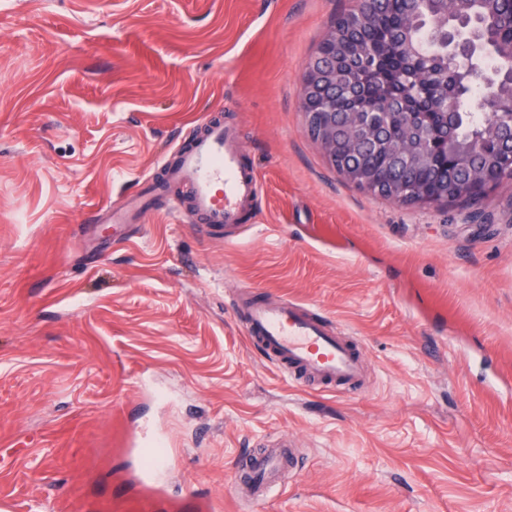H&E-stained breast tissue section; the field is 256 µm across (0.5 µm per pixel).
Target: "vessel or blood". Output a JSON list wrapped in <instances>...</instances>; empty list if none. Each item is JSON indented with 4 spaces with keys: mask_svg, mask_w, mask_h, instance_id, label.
Instances as JSON below:
<instances>
[{
    "mask_svg": "<svg viewBox=\"0 0 512 512\" xmlns=\"http://www.w3.org/2000/svg\"><path fill=\"white\" fill-rule=\"evenodd\" d=\"M156 167L166 181L189 186V203L176 196L166 202V213L176 220L189 212L202 223L234 229L262 191L258 177L243 164L237 131L216 119L204 121L189 144L176 145L172 155L161 157ZM234 302L244 317L247 337L287 368L297 385L341 394L367 391L361 344L333 328L325 316L308 312L296 302L256 298L246 288L236 294ZM293 446V440H280L275 447L247 455L237 464L233 480L248 486L251 501L267 500L295 474ZM169 467L168 456L160 455L141 476L143 487L162 494V476Z\"/></svg>",
    "mask_w": 512,
    "mask_h": 512,
    "instance_id": "b4317fda",
    "label": "vessel or blood"
}]
</instances>
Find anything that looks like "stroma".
Masks as SVG:
<instances>
[{
  "mask_svg": "<svg viewBox=\"0 0 512 512\" xmlns=\"http://www.w3.org/2000/svg\"><path fill=\"white\" fill-rule=\"evenodd\" d=\"M355 2L0 0V512H240L227 470L281 435L250 512H512V180L426 209L332 167L301 81ZM211 115L263 186L239 241L162 196L112 223ZM243 285L358 336L368 392L292 383ZM258 454H248L238 463L233 471L234 482L244 483L250 490V501L262 502L268 496L280 490L288 478L296 473L292 449L296 445L293 440H277L275 447L265 448ZM288 448V454L284 452ZM170 468V461L167 455H160L157 461L146 468L145 474L141 476L140 482L150 493L161 495L164 491L162 475Z\"/></svg>",
  "mask_w": 512,
  "mask_h": 512,
  "instance_id": "stroma-1",
  "label": "stroma"
}]
</instances>
